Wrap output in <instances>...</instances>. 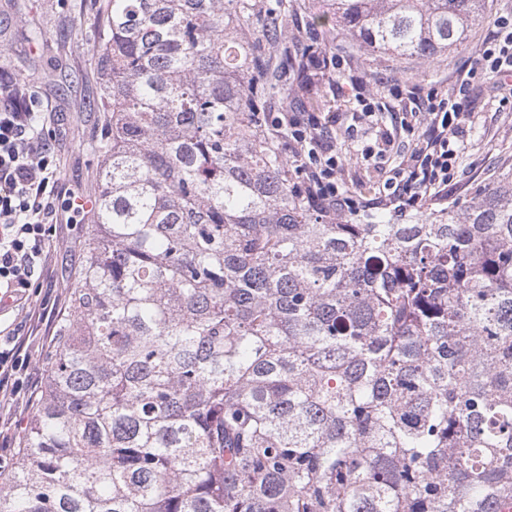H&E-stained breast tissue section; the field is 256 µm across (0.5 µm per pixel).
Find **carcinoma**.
I'll list each match as a JSON object with an SVG mask.
<instances>
[{"instance_id":"obj_1","label":"carcinoma","mask_w":512,"mask_h":512,"mask_svg":"<svg viewBox=\"0 0 512 512\" xmlns=\"http://www.w3.org/2000/svg\"><path fill=\"white\" fill-rule=\"evenodd\" d=\"M97 198L0 512L512 509V164L409 224L327 221L253 113L291 0H105ZM485 0H327L430 60Z\"/></svg>"}]
</instances>
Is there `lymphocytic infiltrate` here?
Masks as SVG:
<instances>
[{
	"label": "lymphocytic infiltrate",
	"mask_w": 512,
	"mask_h": 512,
	"mask_svg": "<svg viewBox=\"0 0 512 512\" xmlns=\"http://www.w3.org/2000/svg\"><path fill=\"white\" fill-rule=\"evenodd\" d=\"M484 86L500 107H512V13L494 20L473 64L452 89L390 86L405 111L427 115L429 130L413 136L407 163L383 170L382 186L369 200L338 178L343 160L327 129L335 115L323 119L311 112H266L257 123L285 143L299 184L323 217L354 215L366 206L400 214L421 209L452 184L470 123L469 107ZM44 121L36 90L0 83V290L14 298L30 288L42 269L60 217L79 223L86 216L82 196L59 183L57 156L43 135ZM29 347L18 329H0V404L29 405L35 399L38 381L29 372Z\"/></svg>",
	"instance_id": "lymphocytic-infiltrate-1"
}]
</instances>
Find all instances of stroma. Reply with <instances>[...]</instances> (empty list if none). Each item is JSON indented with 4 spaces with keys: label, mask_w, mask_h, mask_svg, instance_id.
Segmentation results:
<instances>
[{
    "label": "stroma",
    "mask_w": 512,
    "mask_h": 512,
    "mask_svg": "<svg viewBox=\"0 0 512 512\" xmlns=\"http://www.w3.org/2000/svg\"><path fill=\"white\" fill-rule=\"evenodd\" d=\"M299 2L301 8L289 17L284 34L289 47L298 51L314 43L322 52L338 54L345 68L363 76L365 85L356 92L318 75L311 84L295 85L287 101H273L272 109L334 113L331 139L344 157L339 178L346 187L369 198L377 193L381 176L375 159L364 157L363 151L375 145L377 128L399 132L404 117L399 101L388 92L387 81L424 89L451 88L475 59L494 18L512 11V0H487L486 18L472 26L468 41L447 56L427 62L400 60L359 46L340 28L312 25V15L325 9L324 0ZM100 25L94 0H0V77L36 87L51 113L44 133L59 160L60 183L82 194L100 167L93 148L105 125L96 105L98 77L92 47ZM361 94L379 97L382 112L371 119L363 117L357 100ZM465 139L455 187L447 197L428 201L425 212L470 202L489 187L498 169L512 160V112L499 110L488 89L478 93ZM83 238V225L59 222L47 274L28 289L23 305L10 303L0 308V323L18 326L24 335L34 337L31 369L41 376L46 373L53 352L51 337L57 329L56 321L47 317L45 304L54 302L56 310L67 312L70 286L83 263Z\"/></svg>",
    "instance_id": "35a3bbf8"
}]
</instances>
